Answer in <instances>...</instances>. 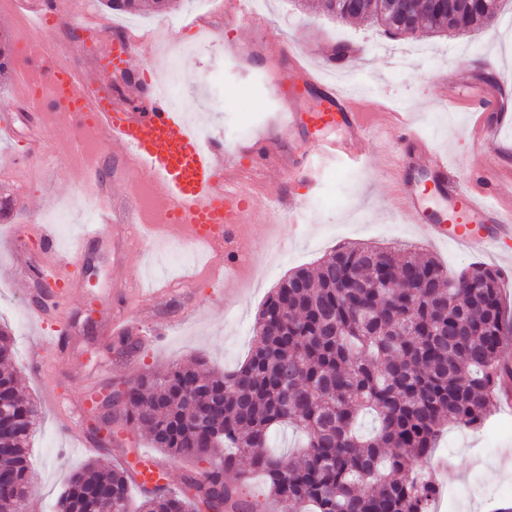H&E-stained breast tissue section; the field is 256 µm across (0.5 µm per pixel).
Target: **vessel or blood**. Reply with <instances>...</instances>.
I'll return each mask as SVG.
<instances>
[{"instance_id": "b4317fda", "label": "vessel or blood", "mask_w": 512, "mask_h": 512, "mask_svg": "<svg viewBox=\"0 0 512 512\" xmlns=\"http://www.w3.org/2000/svg\"><path fill=\"white\" fill-rule=\"evenodd\" d=\"M66 6V0H41L38 6L27 8L26 14L34 30L41 32L56 23ZM144 48L142 38L127 32L113 41L107 63L86 67L71 61L60 46L44 41L25 53V64L16 70L14 82L19 85L30 75H38L46 91L36 98L26 97L28 110L41 117H58L71 130L67 148L80 163L71 169L70 178L98 199L96 223H111L112 210L111 192L103 181L100 162L83 160L85 131L92 123L103 133L106 144L122 157L127 182L145 176L152 180L155 199L170 215L162 227L170 241H202L212 253L225 254L228 265L240 267L235 242L244 213L263 214L268 223L276 224L282 214L296 213L300 207L293 199L267 197L256 181L257 176L283 161L279 142L284 133L296 129L300 115L283 112L274 129L238 145L237 154L254 161L252 180H241L232 174L222 145H202L197 129L173 108L154 78H138L141 101L136 106L128 104L125 87L100 79V72L106 70L122 75L134 69ZM265 48L284 59L281 88L300 90L318 101L316 121L327 132L315 138V153L353 159L374 127L396 128L406 154L394 159L398 174L394 209L411 215L433 242H479L498 251L512 238V143L501 138L503 129L512 126V113L501 107L503 100L512 97V83L501 80L494 91L479 88L466 95L453 88L444 90L445 106L476 114L472 134L486 147L463 181L452 172L445 153L415 134L406 113L388 108L372 114L362 112L350 91L328 81L324 73L335 69V62H311L300 49L286 47L278 38L267 42ZM407 158L413 169L430 177L433 197H426L413 179L404 176L403 161ZM434 198L440 210L431 207Z\"/></svg>"}]
</instances>
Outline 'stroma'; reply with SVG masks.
<instances>
[{"label": "stroma", "instance_id": "35a3bbf8", "mask_svg": "<svg viewBox=\"0 0 512 512\" xmlns=\"http://www.w3.org/2000/svg\"><path fill=\"white\" fill-rule=\"evenodd\" d=\"M173 4L164 15H127L108 12L99 0H90L88 11L61 15L47 36L67 43L91 66L111 47L117 28L164 35L167 23L186 26L204 19L206 32L165 39L142 64L159 72L170 56L179 55L188 77L179 107L227 151L244 133H255L288 106L276 91L279 56H253L270 28L315 59L329 56L340 43L357 47L350 66L365 88V111H375V98L382 95L411 112L419 134L447 153L462 179L468 178L483 147L469 138L467 112L443 109L441 88L478 84L479 73L489 69L512 78V0H504L496 28L420 39L391 37L362 20H335L302 9L299 0H252L257 20L239 28L226 15L227 0ZM14 95L11 79H1L0 112H16L17 135L0 138V155L17 157L32 117L16 104ZM68 135L66 127L52 129L47 149L31 164L21 192L0 194V326L14 338L19 386L40 408L39 430L30 443L39 512H51L71 474L95 455L116 464L149 453L163 485L180 489L196 461L173 459L153 448L145 430L122 423V407H113L114 438L98 454L75 443L73 426L90 432L94 399L127 386L137 374L161 372L193 357L218 372L244 362L253 346L255 317L273 288L291 272L315 266L339 245L412 244L439 259L452 275L484 263L512 277V256L431 244L411 218L395 213L387 203L394 173L384 159L396 152L397 140L384 134L362 142L360 165L315 161L310 185L282 181L277 171H269L263 178L266 194L297 197L304 205L299 221L269 224L260 216L245 215L241 277L203 276L193 286L170 289L167 281L180 279L186 268L173 261V246L163 236L141 237L128 224L133 192L121 174L120 156L105 145L99 156L112 179L115 221L97 226L86 238L71 272L74 298H58L49 310L51 316L70 317L77 328L61 351L50 320L33 317L32 295L15 290L18 276L31 282L36 274H49L54 256L6 218L13 204L22 203V223L51 225L58 248L74 247L91 213L84 192L68 176L73 165L64 150ZM155 287L159 295L149 310H142L140 289ZM122 317L132 323L130 336L141 339L137 349L123 348L112 331L113 319ZM432 461L439 466L434 478L440 493L431 512H496L502 503L512 504V410L497 409L479 427L443 426Z\"/></svg>", "mask_w": 512, "mask_h": 512}]
</instances>
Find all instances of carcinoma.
<instances>
[{"instance_id":"carcinoma-1","label":"carcinoma","mask_w":512,"mask_h":512,"mask_svg":"<svg viewBox=\"0 0 512 512\" xmlns=\"http://www.w3.org/2000/svg\"><path fill=\"white\" fill-rule=\"evenodd\" d=\"M125 14L164 13L168 0H106ZM478 0H319L340 20L367 18L394 35L461 33L493 26ZM501 275L473 265L456 277L436 259L408 250L344 245L316 268L274 289L256 318L254 348L243 364L209 372L200 360L144 372L128 385L125 422L155 447L198 462L218 454L221 468L192 471L178 491L140 490L130 502V465L96 460L72 474L57 512H257L224 474L248 460L242 480L265 477L269 497L307 512H430L437 494L417 468L434 453L448 422L481 425L493 395L512 379L502 347L512 321L502 306ZM11 336L0 330V404L12 430L0 436V481L19 489L0 512H21L35 495L28 444L39 420L10 369ZM371 412L374 432H358ZM302 430L304 449L286 460L269 451L282 427Z\"/></svg>"}]
</instances>
